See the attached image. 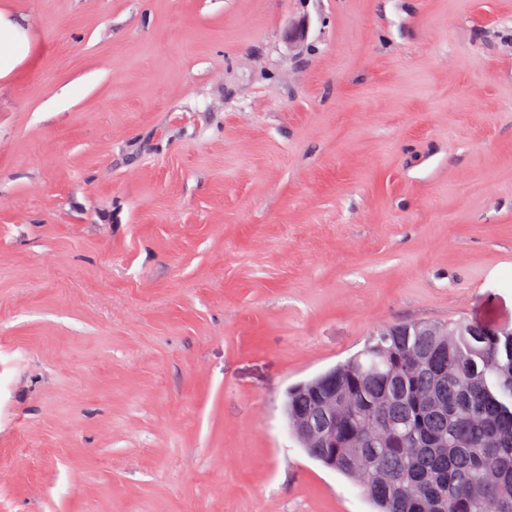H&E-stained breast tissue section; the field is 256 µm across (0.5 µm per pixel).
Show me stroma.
Here are the masks:
<instances>
[{"mask_svg":"<svg viewBox=\"0 0 512 512\" xmlns=\"http://www.w3.org/2000/svg\"><path fill=\"white\" fill-rule=\"evenodd\" d=\"M0 21V512H373L283 402L397 321L512 328V0ZM24 48L7 31H2L0 23V76L9 72L20 60Z\"/></svg>","mask_w":512,"mask_h":512,"instance_id":"obj_1","label":"stroma"}]
</instances>
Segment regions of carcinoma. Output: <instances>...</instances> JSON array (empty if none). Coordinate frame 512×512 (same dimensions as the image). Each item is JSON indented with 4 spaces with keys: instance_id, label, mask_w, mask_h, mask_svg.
I'll return each mask as SVG.
<instances>
[{
    "instance_id": "1",
    "label": "carcinoma",
    "mask_w": 512,
    "mask_h": 512,
    "mask_svg": "<svg viewBox=\"0 0 512 512\" xmlns=\"http://www.w3.org/2000/svg\"><path fill=\"white\" fill-rule=\"evenodd\" d=\"M330 391L343 401L335 447L308 453L360 483L376 512H512V329L395 324L289 388L288 419L320 417ZM441 398L446 413L431 407Z\"/></svg>"
}]
</instances>
